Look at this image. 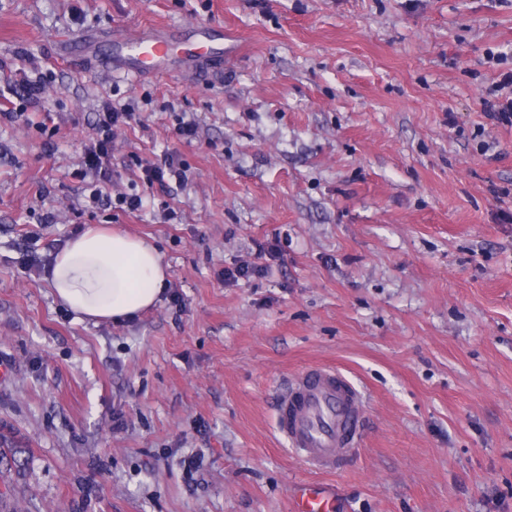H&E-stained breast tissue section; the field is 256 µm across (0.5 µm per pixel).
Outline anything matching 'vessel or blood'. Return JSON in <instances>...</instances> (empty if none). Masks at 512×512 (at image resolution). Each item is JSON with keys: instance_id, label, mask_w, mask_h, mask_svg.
Listing matches in <instances>:
<instances>
[{"instance_id": "obj_1", "label": "vessel or blood", "mask_w": 512, "mask_h": 512, "mask_svg": "<svg viewBox=\"0 0 512 512\" xmlns=\"http://www.w3.org/2000/svg\"><path fill=\"white\" fill-rule=\"evenodd\" d=\"M176 45L169 32L139 31L114 42L110 59L142 75L171 57ZM363 408L361 394L342 374L310 368L280 395L276 425L298 457L317 471L333 472L361 440Z\"/></svg>"}]
</instances>
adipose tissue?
Returning <instances> with one entry per match:
<instances>
[{
    "mask_svg": "<svg viewBox=\"0 0 512 512\" xmlns=\"http://www.w3.org/2000/svg\"><path fill=\"white\" fill-rule=\"evenodd\" d=\"M47 278L78 319L116 323L154 307L168 272L148 240L91 226L55 254Z\"/></svg>",
    "mask_w": 512,
    "mask_h": 512,
    "instance_id": "ef3b65f1",
    "label": "adipose tissue"
}]
</instances>
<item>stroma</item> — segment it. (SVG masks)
Returning a JSON list of instances; mask_svg holds the SVG:
<instances>
[{
	"instance_id": "35a3bbf8",
	"label": "stroma",
	"mask_w": 512,
	"mask_h": 512,
	"mask_svg": "<svg viewBox=\"0 0 512 512\" xmlns=\"http://www.w3.org/2000/svg\"><path fill=\"white\" fill-rule=\"evenodd\" d=\"M200 27L223 59L99 64L130 31ZM511 72L512 0H0L9 512H293L312 485L337 512H512V129L482 106ZM108 103L132 117L94 203ZM167 154L187 183L147 187ZM92 225L150 238L181 304L76 320L42 267ZM270 242L262 275L218 280ZM313 366L367 397L332 473L275 428Z\"/></svg>"
}]
</instances>
